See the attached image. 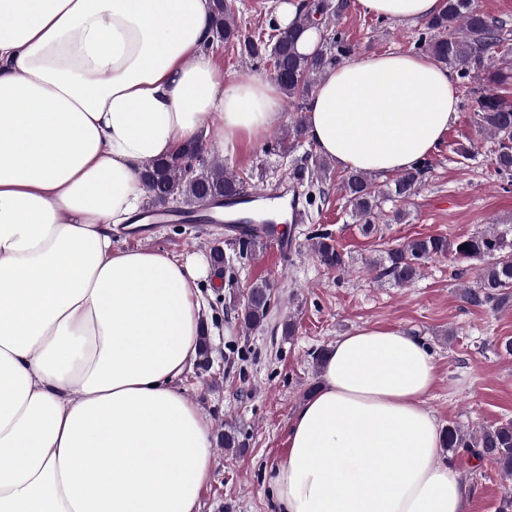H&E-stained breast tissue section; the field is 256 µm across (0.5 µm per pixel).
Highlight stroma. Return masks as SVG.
I'll return each instance as SVG.
<instances>
[{"label":"stroma","instance_id":"obj_1","mask_svg":"<svg viewBox=\"0 0 512 512\" xmlns=\"http://www.w3.org/2000/svg\"><path fill=\"white\" fill-rule=\"evenodd\" d=\"M354 56L410 53L424 24L364 15L350 6L338 25ZM476 84L458 87V106L415 193L403 201L382 203L377 231L364 233L349 212L340 190L341 171L329 168L325 203L307 208L304 223L287 224L296 249L281 261L260 248L236 265V290L209 271L200 282L204 324L212 348L208 368L194 365L183 380L215 431L240 426L246 446L216 447V465L203 496L202 512H276L269 488L270 471L288 451V425L299 404L319 382L313 352L330 349L336 339L366 324L397 327L419 338L434 358L436 382L426 399L441 423L463 430L512 419V356L500 343L512 338V306L499 310L462 301L459 290L474 285L469 262L435 257L420 277L398 286L378 277L370 265L386 249L417 237L448 238L496 230L512 236V178L493 164L495 146L484 138L473 112ZM227 166L246 176V191H283L293 185V171L303 149L270 154L265 143L221 149ZM405 211L395 224V210ZM331 232L349 255L343 274L327 271L311 256L313 228ZM233 238L227 225L185 218L177 224H151L146 234L124 232L119 249L148 248L176 257H209L211 248ZM274 281V300L264 325L248 331L229 315L230 295L244 296L263 279ZM296 324L285 335L287 321ZM469 495V512H497L512 480L489 463L454 455Z\"/></svg>","mask_w":512,"mask_h":512}]
</instances>
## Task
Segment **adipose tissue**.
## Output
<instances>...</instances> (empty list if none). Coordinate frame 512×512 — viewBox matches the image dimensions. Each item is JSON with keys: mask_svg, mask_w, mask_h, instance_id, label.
<instances>
[{"mask_svg": "<svg viewBox=\"0 0 512 512\" xmlns=\"http://www.w3.org/2000/svg\"><path fill=\"white\" fill-rule=\"evenodd\" d=\"M416 24L444 0H357ZM212 0H0V512H201L213 424L198 358L203 257L114 249L146 163L261 142L278 84L229 80ZM447 66L387 52L327 67L306 136L343 170L412 169L457 111ZM432 355L390 326L339 337L273 469L276 512H466L426 398Z\"/></svg>", "mask_w": 512, "mask_h": 512, "instance_id": "obj_1", "label": "adipose tissue"}]
</instances>
